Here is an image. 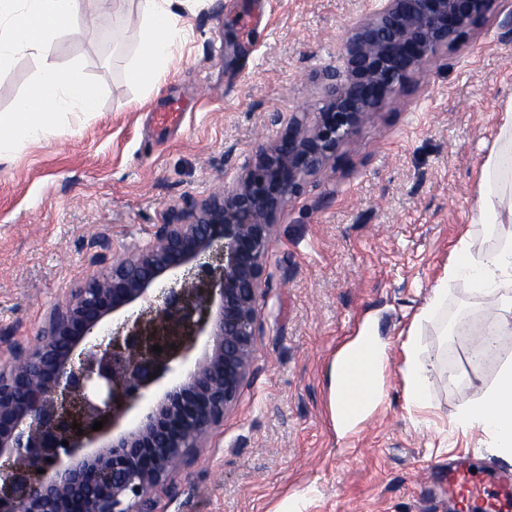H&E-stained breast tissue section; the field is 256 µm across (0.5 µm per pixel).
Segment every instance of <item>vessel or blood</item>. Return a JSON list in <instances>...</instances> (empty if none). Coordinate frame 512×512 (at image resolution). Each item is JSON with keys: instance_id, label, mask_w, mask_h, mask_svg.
I'll list each match as a JSON object with an SVG mask.
<instances>
[{"instance_id": "obj_1", "label": "vessel or blood", "mask_w": 512, "mask_h": 512, "mask_svg": "<svg viewBox=\"0 0 512 512\" xmlns=\"http://www.w3.org/2000/svg\"><path fill=\"white\" fill-rule=\"evenodd\" d=\"M448 499L458 512H512V472L487 469L473 457L448 463Z\"/></svg>"}]
</instances>
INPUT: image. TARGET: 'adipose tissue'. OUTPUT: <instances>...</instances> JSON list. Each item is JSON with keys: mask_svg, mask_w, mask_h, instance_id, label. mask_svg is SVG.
Listing matches in <instances>:
<instances>
[{"mask_svg": "<svg viewBox=\"0 0 512 512\" xmlns=\"http://www.w3.org/2000/svg\"><path fill=\"white\" fill-rule=\"evenodd\" d=\"M14 0H0V62L19 50L45 51L49 32L71 27L80 11V0H28L17 8ZM172 0H140L141 48L137 61L127 67L130 81H160L173 42ZM96 99L75 80L63 77L53 63H45L43 75L31 93L15 109L0 113V155L23 137L44 132L58 109L91 112ZM512 186V148L491 149L483 165L478 199L479 219L485 224H511L512 206L500 203L504 185ZM455 272L478 282L485 296L501 310H512V232L490 253L458 251ZM387 345L373 320H366L336 354L329 369L331 419L342 434L352 432L379 404L381 376L387 361ZM464 426L480 427L495 448L512 456V365L486 386L458 416Z\"/></svg>", "mask_w": 512, "mask_h": 512, "instance_id": "obj_1", "label": "adipose tissue"}]
</instances>
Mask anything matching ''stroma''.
<instances>
[{
  "instance_id": "obj_1",
  "label": "stroma",
  "mask_w": 512,
  "mask_h": 512,
  "mask_svg": "<svg viewBox=\"0 0 512 512\" xmlns=\"http://www.w3.org/2000/svg\"><path fill=\"white\" fill-rule=\"evenodd\" d=\"M256 0H174L177 31L160 85L130 82L140 49L138 0L121 12L82 0L90 34L59 30L50 59L96 97L92 112L56 114L39 136L0 157V337L35 344L53 307L186 209L236 180L288 113L317 97L340 66L348 29L371 0H266L245 43L239 19ZM43 61L21 50L0 66V112L39 80ZM512 103V41L491 19L427 63L405 93L369 115L356 136L279 215L252 359L224 425L198 449L158 512H448L445 486L427 484L452 456L512 469L459 412L512 362V311L494 362L468 366L459 330L490 318L468 280L448 276L461 244L487 252L496 224L478 223L482 168ZM185 114L159 133L153 115ZM280 122H273V115ZM442 313L421 319L434 288ZM375 318L388 345L382 398L338 437L326 372L336 351ZM430 364L431 402L410 404L404 343Z\"/></svg>"
}]
</instances>
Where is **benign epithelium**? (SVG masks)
Masks as SVG:
<instances>
[{"mask_svg": "<svg viewBox=\"0 0 512 512\" xmlns=\"http://www.w3.org/2000/svg\"><path fill=\"white\" fill-rule=\"evenodd\" d=\"M501 15L511 38L509 0H378L349 30L343 64L322 72L317 102L240 179L171 211L55 306L36 345H9L0 512H156V492L175 488L238 399L278 214L426 63Z\"/></svg>", "mask_w": 512, "mask_h": 512, "instance_id": "1", "label": "benign epithelium"}]
</instances>
